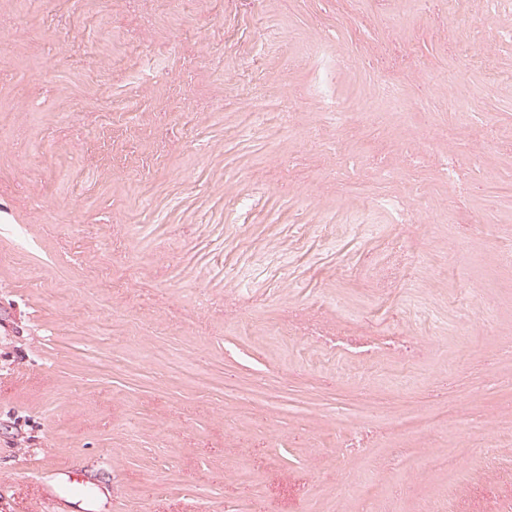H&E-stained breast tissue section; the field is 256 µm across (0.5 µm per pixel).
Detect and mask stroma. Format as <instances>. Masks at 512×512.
Wrapping results in <instances>:
<instances>
[{
    "mask_svg": "<svg viewBox=\"0 0 512 512\" xmlns=\"http://www.w3.org/2000/svg\"><path fill=\"white\" fill-rule=\"evenodd\" d=\"M511 27L471 0H0V512H45L44 462L112 512H344L365 478L374 512H512V447L470 445L512 421V263L489 261L512 232ZM488 45L496 82L462 54ZM451 70L476 102L459 141L493 143L453 186ZM381 78L407 109L372 125ZM257 106L273 120L245 124ZM411 162L486 234L363 212ZM362 221L404 248L346 234ZM424 321L407 389L394 366L361 394L319 342ZM474 390L424 446L393 428L403 399Z\"/></svg>",
    "mask_w": 512,
    "mask_h": 512,
    "instance_id": "stroma-1",
    "label": "stroma"
}]
</instances>
